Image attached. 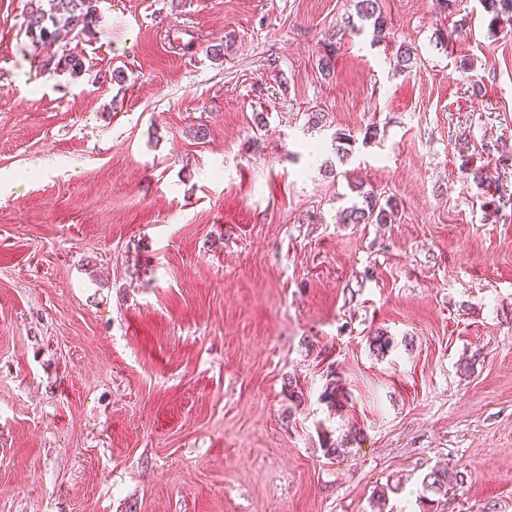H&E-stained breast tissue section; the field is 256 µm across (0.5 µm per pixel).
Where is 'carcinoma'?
I'll return each mask as SVG.
<instances>
[{
    "instance_id": "obj_1",
    "label": "carcinoma",
    "mask_w": 512,
    "mask_h": 512,
    "mask_svg": "<svg viewBox=\"0 0 512 512\" xmlns=\"http://www.w3.org/2000/svg\"><path fill=\"white\" fill-rule=\"evenodd\" d=\"M484 9L493 14L492 21L506 15L512 17V0H484ZM97 0H35L25 16V34L33 43L46 50V61L56 62V68L77 74L82 71L84 61L70 45L76 40L75 22L85 23V31H91L98 21ZM355 15L347 18V27H357L355 20L372 22L373 29L380 32L386 28L387 18L381 11L379 0H354ZM415 52L408 46L398 47L395 55L396 67L407 72L413 67ZM362 197L361 204H353L348 210V220L353 224H391L396 216V205L391 200H382L372 191L363 190V183L355 185ZM451 475L447 470L433 469L421 479L422 496L439 495L448 486Z\"/></svg>"
}]
</instances>
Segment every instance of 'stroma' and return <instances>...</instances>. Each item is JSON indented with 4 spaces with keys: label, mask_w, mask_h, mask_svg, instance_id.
<instances>
[{
    "label": "stroma",
    "mask_w": 512,
    "mask_h": 512,
    "mask_svg": "<svg viewBox=\"0 0 512 512\" xmlns=\"http://www.w3.org/2000/svg\"><path fill=\"white\" fill-rule=\"evenodd\" d=\"M30 3L0 0V512H423L434 468L432 512H512V22L99 0L75 76ZM357 180L394 223H343ZM451 475L447 470L432 469L426 473L421 479L422 496H419L420 503H424L428 493L439 495L446 490Z\"/></svg>",
    "instance_id": "stroma-1"
}]
</instances>
